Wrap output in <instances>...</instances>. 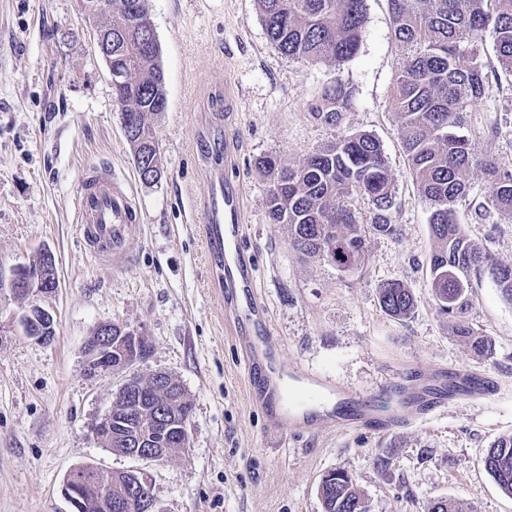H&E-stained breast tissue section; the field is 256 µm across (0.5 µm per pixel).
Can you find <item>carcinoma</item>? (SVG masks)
<instances>
[{
  "label": "carcinoma",
  "instance_id": "obj_1",
  "mask_svg": "<svg viewBox=\"0 0 512 512\" xmlns=\"http://www.w3.org/2000/svg\"><path fill=\"white\" fill-rule=\"evenodd\" d=\"M268 41L291 60L341 65L357 54L364 26V0H257ZM395 38L406 55L403 71L391 92V109L409 169L429 201V288L442 313L454 319L455 335L468 342L473 354L494 357L491 342L474 335L465 319L470 305L471 274H488L512 301V266L503 265L470 240L458 224L455 205L470 188L474 168L487 183L486 204L512 219V167L476 158L465 132L463 112L484 92V72L475 41L492 28L495 69L512 75V0H388ZM147 0H112L103 21L112 28V70L128 72L112 86L126 138L142 182L158 183L162 154L147 115L167 108L160 48ZM352 90L343 83L325 85L311 115L336 128L352 104ZM269 188L270 223L286 224L291 246L322 258L343 272L367 261L365 234L351 207L353 197L373 205L372 228L396 238L399 227L388 211L393 177L381 142L367 133L342 136L290 166L277 155L257 161ZM382 310L395 319L415 308L412 288L391 281L379 289ZM484 467L502 491L512 495V435L488 449ZM130 477L112 473V498L129 491ZM323 512H367L355 480L336 471L319 486Z\"/></svg>",
  "mask_w": 512,
  "mask_h": 512
}]
</instances>
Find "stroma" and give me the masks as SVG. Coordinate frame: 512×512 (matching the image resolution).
Instances as JSON below:
<instances>
[{
    "label": "stroma",
    "mask_w": 512,
    "mask_h": 512,
    "mask_svg": "<svg viewBox=\"0 0 512 512\" xmlns=\"http://www.w3.org/2000/svg\"><path fill=\"white\" fill-rule=\"evenodd\" d=\"M148 9L167 93L166 110L149 117L164 159L155 185L136 172L78 0H0V512H70L61 484L82 463L143 473L160 512H323L318 487L332 470L355 478L368 512H428L437 498L461 512H512V496L483 465L492 442L512 434V302L488 275L472 277L466 319L495 345L487 362L454 336L428 287L430 206L390 110L405 58L387 0H365L360 49L340 66L281 55L257 0H148ZM334 80L351 88L353 103L332 129L312 118L311 106ZM465 120L477 157L512 164V79L489 76ZM218 130L243 186V249L286 370L375 393L403 366H460L495 377L498 392L387 433L274 428L252 397L245 349L206 261L203 189ZM355 132L383 144L394 182L389 217L401 235L367 231L365 265L343 273L294 250L287 226L269 222L268 184L256 161L273 154L295 166ZM93 164L124 178L142 213L125 268L91 258L76 231L79 181ZM485 195L484 176L474 171L456 203L458 222L511 265L512 220L480 209ZM46 249L58 286L37 302L56 325L41 343L25 334L20 318L29 302L8 281ZM390 281L415 292L406 319L379 304V288ZM109 321L150 343L141 374L169 373L192 402L189 445L171 458L115 455L92 436L124 381L85 372L84 346ZM378 455L390 460L382 474L372 466Z\"/></svg>",
    "instance_id": "obj_1"
}]
</instances>
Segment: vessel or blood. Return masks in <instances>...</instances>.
Listing matches in <instances>:
<instances>
[{
    "instance_id": "b4317fda",
    "label": "vessel or blood",
    "mask_w": 512,
    "mask_h": 512,
    "mask_svg": "<svg viewBox=\"0 0 512 512\" xmlns=\"http://www.w3.org/2000/svg\"><path fill=\"white\" fill-rule=\"evenodd\" d=\"M206 244L218 280L232 294L230 312L245 347L255 399L266 405L272 425L284 433L300 434L316 425L361 428L384 433L422 420L462 400L487 397L497 389L485 373L458 368L440 377L426 368V382L407 384V368L396 371L381 398L391 409L379 412L377 398L346 391L318 374L286 372L272 326L253 287L254 268L242 248L243 192L229 169L215 167L206 185ZM142 218L128 184L111 168H87L77 198V231L89 254L112 267L129 261L128 242L141 230Z\"/></svg>"
}]
</instances>
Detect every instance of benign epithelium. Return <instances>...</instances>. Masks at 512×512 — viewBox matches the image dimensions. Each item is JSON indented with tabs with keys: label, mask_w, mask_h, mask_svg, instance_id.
Masks as SVG:
<instances>
[{
	"label": "benign epithelium",
	"mask_w": 512,
	"mask_h": 512,
	"mask_svg": "<svg viewBox=\"0 0 512 512\" xmlns=\"http://www.w3.org/2000/svg\"><path fill=\"white\" fill-rule=\"evenodd\" d=\"M79 8L84 17L95 29L94 50L106 61L112 58V37L102 29L104 15L112 12L111 0H81ZM56 271L51 252L43 253V260L35 265L15 270L11 287L14 294L30 298V305L22 316L24 328L42 319L40 326L46 331H36L31 337L48 342L52 337L47 331L54 325L53 315L34 301L40 293L56 288ZM114 324H101L94 336L85 344V372L95 377L103 374H125V382L120 392L124 395L125 418L112 428V412H107L92 428L96 442L103 448L113 444L126 446L122 455L142 460L156 461L164 457L166 438L171 431L178 434L182 446L189 443L190 416L179 417L175 403L168 402L162 408L152 405L153 390L143 381V376L135 370L137 362L144 358L142 335L124 330L123 335L113 337ZM89 491L100 502L103 512H112V471L94 465L79 474L67 478L61 486V494L70 504L72 512H79L81 495Z\"/></svg>",
	"instance_id": "obj_1"
}]
</instances>
